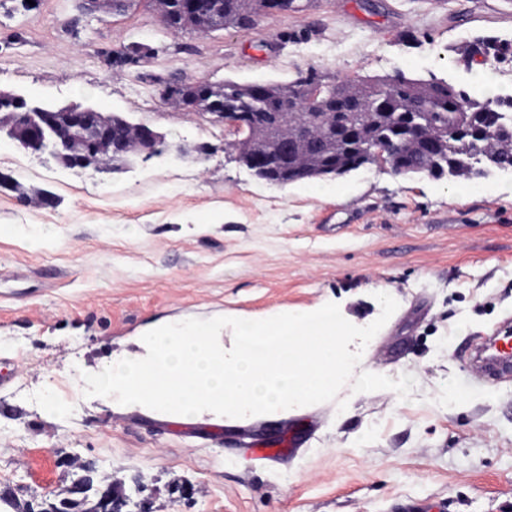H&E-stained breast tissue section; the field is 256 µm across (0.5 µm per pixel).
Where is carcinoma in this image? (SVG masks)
Masks as SVG:
<instances>
[{
  "label": "carcinoma",
  "instance_id": "obj_1",
  "mask_svg": "<svg viewBox=\"0 0 512 512\" xmlns=\"http://www.w3.org/2000/svg\"><path fill=\"white\" fill-rule=\"evenodd\" d=\"M161 8L163 26L173 32L188 29L219 30L226 26L242 27L269 11V0H200L201 8L190 15L175 10L178 0H144ZM512 57V43L495 40L476 41L468 60ZM316 85L326 91L316 74L299 77L288 90L266 82V94L254 93L252 85L236 83L173 82L165 94L176 102H185L189 110L207 114L215 122L234 113L248 115L255 128L266 130L263 150L275 154L294 142L299 129L311 132L310 138L293 150L288 169L276 174L281 185L325 177L344 176L368 162L360 146L377 153L398 175L429 174L434 177H482L491 169L512 165V118L503 108L512 110V96L497 99V106L478 102L469 93L445 81L408 78L403 74L380 79H353L335 90L345 96L343 111H321L327 101L309 102L297 93ZM24 113L18 124L0 127V133L20 144L27 133L40 131L49 142L55 140V128L39 112L0 108V113ZM425 126L428 140L418 139L413 122ZM143 125L123 115L112 114V138L124 141L131 149ZM91 126L72 128L67 148L55 157L68 163L70 155L89 148ZM128 153H113L102 143L89 155V164L104 158L119 163Z\"/></svg>",
  "mask_w": 512,
  "mask_h": 512
}]
</instances>
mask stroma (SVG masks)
<instances>
[{
	"instance_id": "obj_1",
	"label": "stroma",
	"mask_w": 512,
	"mask_h": 512,
	"mask_svg": "<svg viewBox=\"0 0 512 512\" xmlns=\"http://www.w3.org/2000/svg\"><path fill=\"white\" fill-rule=\"evenodd\" d=\"M80 0H0V90L81 103L162 133L181 153L74 171L0 138V498L47 512L80 463L89 502L134 495L149 512H512V381L477 383L460 358L512 315V170L469 180L347 175L272 185L235 134L163 98L175 81L331 83L396 73L483 93L464 56L512 41V0H314L249 28L167 31L151 8L85 19ZM139 67L110 65L131 45ZM52 202H44L43 193ZM398 308L359 370L411 374L390 390L244 418L187 420L84 394L83 374L135 351L157 321L268 318L337 303L364 327ZM300 432L254 464V443Z\"/></svg>"
}]
</instances>
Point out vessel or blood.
Here are the masks:
<instances>
[{
  "label": "vessel or blood",
  "instance_id": "obj_1",
  "mask_svg": "<svg viewBox=\"0 0 512 512\" xmlns=\"http://www.w3.org/2000/svg\"><path fill=\"white\" fill-rule=\"evenodd\" d=\"M463 361L468 370L491 381L512 379V324L503 323L486 336L475 337Z\"/></svg>",
  "mask_w": 512,
  "mask_h": 512
}]
</instances>
